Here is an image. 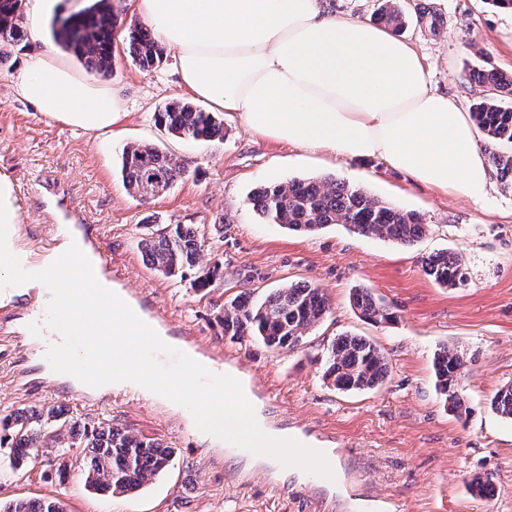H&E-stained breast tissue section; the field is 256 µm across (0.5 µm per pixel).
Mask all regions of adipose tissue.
<instances>
[{
	"label": "adipose tissue",
	"instance_id": "ef3b65f1",
	"mask_svg": "<svg viewBox=\"0 0 512 512\" xmlns=\"http://www.w3.org/2000/svg\"><path fill=\"white\" fill-rule=\"evenodd\" d=\"M175 52L180 87L253 133L314 153L382 159L416 182L480 201L492 182L478 129L436 91L422 55L397 31L336 14L326 0H113ZM47 117L104 133L125 116L112 88L53 50L12 78ZM21 206L0 173V279L11 280Z\"/></svg>",
	"mask_w": 512,
	"mask_h": 512
}]
</instances>
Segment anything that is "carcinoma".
<instances>
[{
  "label": "carcinoma",
  "mask_w": 512,
  "mask_h": 512,
  "mask_svg": "<svg viewBox=\"0 0 512 512\" xmlns=\"http://www.w3.org/2000/svg\"><path fill=\"white\" fill-rule=\"evenodd\" d=\"M21 7L22 0H0V59L26 37ZM375 20L399 30L407 16L397 0H382ZM118 29L125 31L128 51L143 68L148 70L168 59L169 50L148 28L136 23L119 26L108 0H96L81 13L77 36L66 27H52L54 37L65 49L105 77L112 75ZM470 78L485 87V94L472 109L477 127L485 136V154L505 185L512 187V74L475 69ZM154 121L177 139L224 138V123L191 103L168 104L154 113ZM185 173L184 166L155 145L132 144L122 151L120 174L125 189L142 201L169 188ZM253 207L269 222L291 230L315 232L329 224H342L354 233L384 238L402 247L415 245L427 231L418 213L388 205L360 188L329 177L264 187L253 195ZM203 243L196 225L170 224L159 233L140 237L138 247L156 271L167 277L185 278L199 265ZM422 268L444 288H456L467 279L462 260L448 251L424 258ZM352 304L362 317L375 323L393 318V313L365 287L353 289ZM329 311L324 289L311 282L290 283L257 305L242 295L225 301L220 321L224 335L232 339L248 336L272 350H291ZM466 367V358L455 348L443 346L435 353L436 385L454 412L462 408L458 387ZM388 372L386 356L363 336H340L326 349L323 380L339 391L373 390L384 383ZM491 406L498 415L512 420V384L496 392ZM64 415L58 407H30L0 419V426L12 430V468H20L31 456H46L53 448L78 447L83 449L81 475L85 486L113 495H135L163 473L173 459V449L159 442L141 439L109 424L66 421ZM0 512L65 509L58 501L17 499Z\"/></svg>",
  "instance_id": "carcinoma-1"
}]
</instances>
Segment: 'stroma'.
<instances>
[{"label": "stroma", "instance_id": "obj_1", "mask_svg": "<svg viewBox=\"0 0 512 512\" xmlns=\"http://www.w3.org/2000/svg\"><path fill=\"white\" fill-rule=\"evenodd\" d=\"M94 0H51L42 39L12 51L0 64V173L10 176L22 205L19 241L37 259L51 253L59 225L84 235L108 262L115 286L149 305L175 346L232 350L259 382L253 405L269 430L303 431L338 449L336 485H316L291 468L233 453L200 433L190 412L131 390L100 392L61 381L26 331L30 310L21 297L0 314V417L18 408L61 406L69 417L107 422L174 450L169 469L133 496L89 491L79 475L80 449H60L58 480L45 457L29 458L12 473L0 447V501L61 500L66 512H365L383 500L386 512H512V421L491 407L512 384V189L493 179L481 203L415 183L382 160L332 159L249 132L221 113L223 139L184 141L154 123L166 104L185 100L173 61L146 71L116 51L106 86L119 90L128 113L112 132L93 137L38 112L14 95L12 76L27 56L56 48L52 22L82 13ZM433 7L438 31L417 22V8ZM403 36L429 66L433 88L465 109L482 97L475 69L512 72V43L503 39L512 13L488 0H402ZM155 144L187 169L172 187L148 201L133 198L120 175L125 145ZM331 177L393 206L421 214L429 229L405 248L331 224L304 234L272 224L254 210L258 187ZM204 228L201 264L220 266L210 288L194 291L146 264L137 241L151 223ZM458 254L468 281L435 284L422 259ZM289 282L323 288L331 310L294 351L224 336L219 307L244 295L262 302ZM370 288L394 312L373 325L351 308L353 288ZM363 336L388 356L391 372L372 391L341 392L324 384L322 349L334 338ZM464 353L470 372L464 409L449 412L435 386L440 347ZM489 481L474 494L475 479Z\"/></svg>", "mask_w": 512, "mask_h": 512}]
</instances>
